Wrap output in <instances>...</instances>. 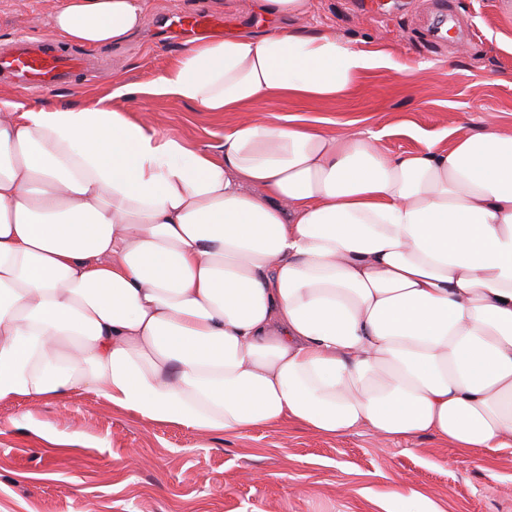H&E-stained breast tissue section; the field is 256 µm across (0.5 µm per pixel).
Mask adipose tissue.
<instances>
[{
	"mask_svg": "<svg viewBox=\"0 0 512 512\" xmlns=\"http://www.w3.org/2000/svg\"><path fill=\"white\" fill-rule=\"evenodd\" d=\"M148 0H61L60 42L127 41ZM390 57L294 27L186 46L153 93L236 112L222 153L89 106L0 98V401L91 391L243 434H427L512 452V135L392 155L258 114L333 101Z\"/></svg>",
	"mask_w": 512,
	"mask_h": 512,
	"instance_id": "1",
	"label": "adipose tissue"
}]
</instances>
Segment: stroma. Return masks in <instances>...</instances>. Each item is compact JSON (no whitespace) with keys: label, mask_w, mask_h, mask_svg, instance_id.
<instances>
[{"label":"stroma","mask_w":512,"mask_h":512,"mask_svg":"<svg viewBox=\"0 0 512 512\" xmlns=\"http://www.w3.org/2000/svg\"><path fill=\"white\" fill-rule=\"evenodd\" d=\"M58 2L29 0L18 13L0 0V46L47 34ZM189 11L223 17L228 36L281 24L247 0H154L140 33L93 50L91 81L37 94L2 83L0 96L84 106L125 85L131 93L119 105L133 116L221 148L238 113L138 92L184 48L164 27ZM300 26L389 53L410 73L372 70L345 98L262 100L254 112L327 118L333 132L351 123L382 133L393 155L429 141L447 147L449 131L474 134L489 121L512 134V48L496 39L512 29V0H313ZM397 496L416 512H512V455L488 466L427 435L327 438L291 424L202 433L143 421L89 391L0 402V512H391Z\"/></svg>","instance_id":"stroma-1"}]
</instances>
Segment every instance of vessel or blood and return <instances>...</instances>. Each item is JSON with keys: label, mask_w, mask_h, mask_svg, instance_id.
<instances>
[{"label": "vessel or blood", "mask_w": 512, "mask_h": 512, "mask_svg": "<svg viewBox=\"0 0 512 512\" xmlns=\"http://www.w3.org/2000/svg\"><path fill=\"white\" fill-rule=\"evenodd\" d=\"M222 19L193 14L178 19L174 32L179 36L212 34L221 31ZM87 57L55 46L49 37L37 36L0 52V77L29 89H54L80 80L89 70Z\"/></svg>", "instance_id": "obj_1"}]
</instances>
